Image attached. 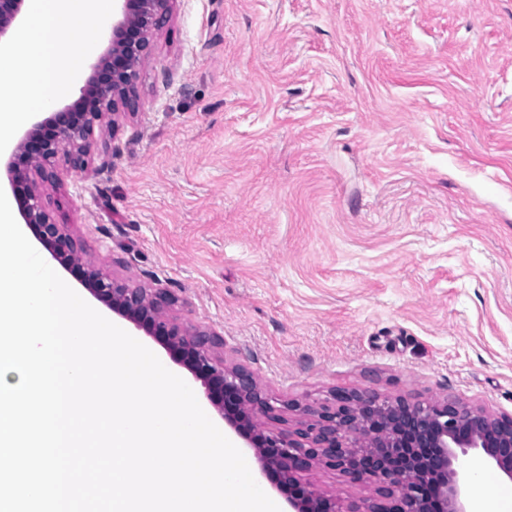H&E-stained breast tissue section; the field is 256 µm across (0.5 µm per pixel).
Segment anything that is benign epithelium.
I'll list each match as a JSON object with an SVG mask.
<instances>
[{
  "label": "benign epithelium",
  "instance_id": "7a95c632",
  "mask_svg": "<svg viewBox=\"0 0 512 512\" xmlns=\"http://www.w3.org/2000/svg\"><path fill=\"white\" fill-rule=\"evenodd\" d=\"M25 0H0V47L11 42ZM175 0H114L108 44L90 66L80 94L30 125L12 144L5 165L23 223L81 285L112 312L165 346L201 382L205 397L254 450L264 474L288 495L290 512H359L317 494L300 480L315 465L339 471L352 485H375L369 512H467L472 480L468 457L512 479V415L499 416L456 401L410 403L338 390L318 406L276 402L246 368L215 354V333H188L169 309L164 288L132 287L83 256L77 236L56 222L46 187L92 161L95 129L113 130L138 103L137 81ZM288 411L307 419L290 429L260 427Z\"/></svg>",
  "mask_w": 512,
  "mask_h": 512
}]
</instances>
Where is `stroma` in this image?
<instances>
[{"label":"stroma","instance_id":"stroma-1","mask_svg":"<svg viewBox=\"0 0 512 512\" xmlns=\"http://www.w3.org/2000/svg\"><path fill=\"white\" fill-rule=\"evenodd\" d=\"M138 87L47 192L87 257L269 397L512 414V0H175Z\"/></svg>","mask_w":512,"mask_h":512}]
</instances>
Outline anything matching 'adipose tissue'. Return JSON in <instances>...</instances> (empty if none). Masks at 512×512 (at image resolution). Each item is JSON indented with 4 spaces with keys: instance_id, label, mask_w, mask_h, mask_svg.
Wrapping results in <instances>:
<instances>
[{
    "instance_id": "ef3b65f1",
    "label": "adipose tissue",
    "mask_w": 512,
    "mask_h": 512,
    "mask_svg": "<svg viewBox=\"0 0 512 512\" xmlns=\"http://www.w3.org/2000/svg\"><path fill=\"white\" fill-rule=\"evenodd\" d=\"M112 10V0H29L27 21L13 48L0 51V144L30 113L51 110L78 79L95 49L87 33ZM85 34L83 46L59 53V45Z\"/></svg>"
}]
</instances>
